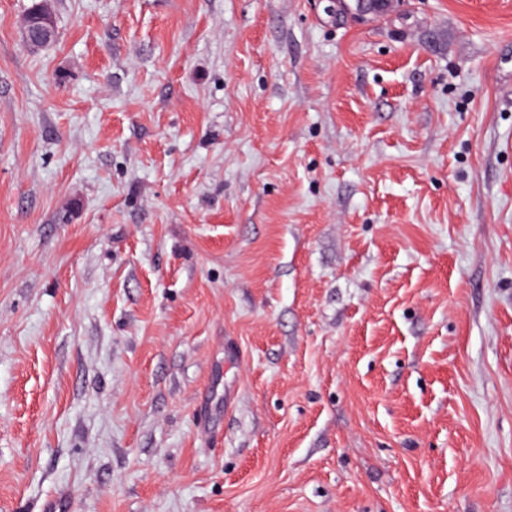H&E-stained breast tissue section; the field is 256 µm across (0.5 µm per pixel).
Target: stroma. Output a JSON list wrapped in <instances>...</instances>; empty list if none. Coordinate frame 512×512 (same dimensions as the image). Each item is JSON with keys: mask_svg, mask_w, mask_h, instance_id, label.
<instances>
[{"mask_svg": "<svg viewBox=\"0 0 512 512\" xmlns=\"http://www.w3.org/2000/svg\"><path fill=\"white\" fill-rule=\"evenodd\" d=\"M0 0V512H512V0ZM352 4L343 3L342 9L336 10V18L350 16L352 18H364L368 15H376L385 11L388 0H350ZM45 25H48L51 28H53V26H54L53 15L51 13H49L48 11L41 10V9L39 10L37 8L36 14L30 20L29 28L26 31V39L31 48L37 49L46 40L45 38H42L40 35V32L48 33L50 31V28H48ZM32 29H36L39 34L34 35L32 33Z\"/></svg>", "mask_w": 512, "mask_h": 512, "instance_id": "stroma-1", "label": "stroma"}]
</instances>
